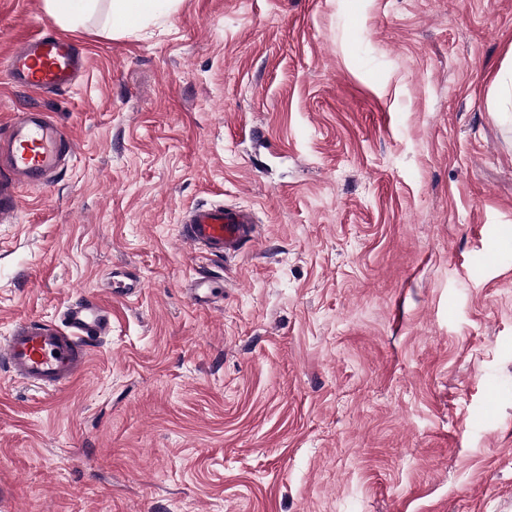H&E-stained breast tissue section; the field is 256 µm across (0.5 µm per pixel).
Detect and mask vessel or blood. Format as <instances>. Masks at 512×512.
Returning a JSON list of instances; mask_svg holds the SVG:
<instances>
[{
    "label": "vessel or blood",
    "instance_id": "obj_1",
    "mask_svg": "<svg viewBox=\"0 0 512 512\" xmlns=\"http://www.w3.org/2000/svg\"><path fill=\"white\" fill-rule=\"evenodd\" d=\"M86 58L69 37L43 32L24 39L0 69L9 84L35 93L71 88ZM75 150L68 132L40 111L21 112L0 126V223H16L20 187L41 189ZM252 209L201 204L182 218L179 236L212 260L236 255L255 242ZM112 334V309L97 295L69 303L60 320L18 321L0 337V368L17 381L49 394L69 385L95 348Z\"/></svg>",
    "mask_w": 512,
    "mask_h": 512
}]
</instances>
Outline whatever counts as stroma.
I'll use <instances>...</instances> for the list:
<instances>
[{
	"label": "stroma",
	"mask_w": 512,
	"mask_h": 512,
	"mask_svg": "<svg viewBox=\"0 0 512 512\" xmlns=\"http://www.w3.org/2000/svg\"><path fill=\"white\" fill-rule=\"evenodd\" d=\"M100 4L73 88L0 73V123L78 145L0 224V334L112 306L68 389L0 371V512H512V0H179L124 33ZM46 30L0 0V61ZM202 202L261 231L209 305Z\"/></svg>",
	"instance_id": "1"
}]
</instances>
